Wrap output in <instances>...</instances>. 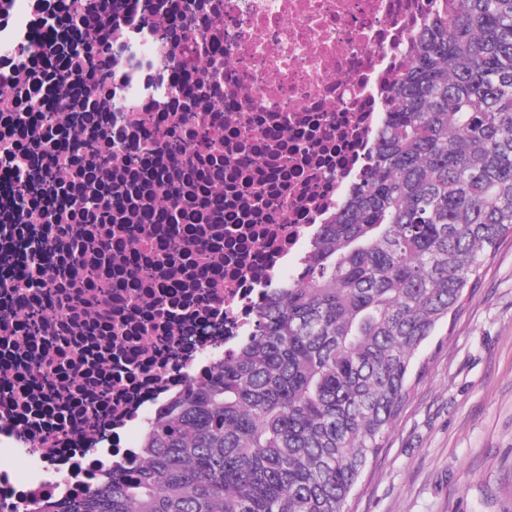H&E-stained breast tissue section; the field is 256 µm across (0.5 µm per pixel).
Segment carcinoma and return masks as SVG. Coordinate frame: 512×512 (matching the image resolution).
Returning <instances> with one entry per match:
<instances>
[{
	"instance_id": "cac0c4a2",
	"label": "carcinoma",
	"mask_w": 512,
	"mask_h": 512,
	"mask_svg": "<svg viewBox=\"0 0 512 512\" xmlns=\"http://www.w3.org/2000/svg\"><path fill=\"white\" fill-rule=\"evenodd\" d=\"M429 16L370 169L253 334L55 512H349L421 347L512 237V0Z\"/></svg>"
}]
</instances>
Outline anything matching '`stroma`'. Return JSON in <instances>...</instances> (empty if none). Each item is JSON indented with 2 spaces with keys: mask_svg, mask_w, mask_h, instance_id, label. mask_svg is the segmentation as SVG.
<instances>
[{
  "mask_svg": "<svg viewBox=\"0 0 512 512\" xmlns=\"http://www.w3.org/2000/svg\"><path fill=\"white\" fill-rule=\"evenodd\" d=\"M421 357L351 512H512V237Z\"/></svg>",
  "mask_w": 512,
  "mask_h": 512,
  "instance_id": "obj_1",
  "label": "stroma"
}]
</instances>
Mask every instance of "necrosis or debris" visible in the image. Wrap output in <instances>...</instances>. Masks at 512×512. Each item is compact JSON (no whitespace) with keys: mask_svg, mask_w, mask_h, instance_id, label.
<instances>
[{"mask_svg":"<svg viewBox=\"0 0 512 512\" xmlns=\"http://www.w3.org/2000/svg\"><path fill=\"white\" fill-rule=\"evenodd\" d=\"M131 2L114 13L99 82L61 66L83 49L85 17L50 26L57 0H0V62L25 60L24 92L42 110L90 114L112 158L23 208L17 180L38 169L0 164V512H49L91 466L110 473L249 333L258 302L296 274L312 229L363 174L432 7L187 0L209 30L199 44L172 0ZM147 115L209 132L207 150L191 166L172 160L144 137ZM135 144L139 166L126 157ZM90 187L119 201L111 241L94 247L59 231Z\"/></svg>","mask_w":512,"mask_h":512,"instance_id":"1","label":"necrosis or debris"}]
</instances>
